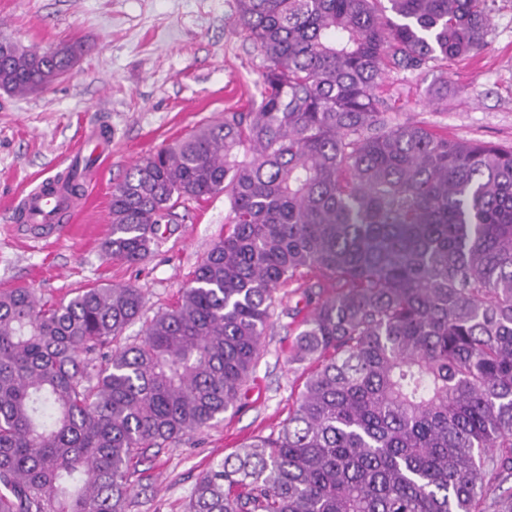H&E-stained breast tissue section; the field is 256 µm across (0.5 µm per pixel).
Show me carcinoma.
Returning a JSON list of instances; mask_svg holds the SVG:
<instances>
[{
    "label": "carcinoma",
    "mask_w": 512,
    "mask_h": 512,
    "mask_svg": "<svg viewBox=\"0 0 512 512\" xmlns=\"http://www.w3.org/2000/svg\"><path fill=\"white\" fill-rule=\"evenodd\" d=\"M237 0L260 99L144 157L105 256L137 264L178 200L228 231L173 308L132 286L0 293V512H128V464L235 407L285 284L309 314L296 408L199 477L184 512H512V149L399 122L389 66L479 54L495 0ZM82 47L0 36V90Z\"/></svg>",
    "instance_id": "obj_1"
}]
</instances>
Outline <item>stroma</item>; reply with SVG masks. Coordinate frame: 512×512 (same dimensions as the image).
I'll list each match as a JSON object with an SVG mask.
<instances>
[{
    "instance_id": "obj_1",
    "label": "stroma",
    "mask_w": 512,
    "mask_h": 512,
    "mask_svg": "<svg viewBox=\"0 0 512 512\" xmlns=\"http://www.w3.org/2000/svg\"><path fill=\"white\" fill-rule=\"evenodd\" d=\"M236 16L237 0H0L1 35L24 46L83 47L73 71L47 90L0 91V293L30 288L50 305L93 286H135L145 307L123 332L127 344L176 304L224 232L227 201H179L150 256L129 265L101 251L112 189L149 153L258 94L263 59ZM487 41L472 59L388 69L376 94L398 121L512 147V0H496ZM443 73L444 103L431 93ZM97 126L109 131L110 164L86 187L91 207L67 236L34 242L15 220V201L67 171L85 132ZM296 334V323L275 312L237 407L179 441L144 450L130 477L128 512H183L214 461L278 432L306 375L305 365L289 359Z\"/></svg>"
}]
</instances>
